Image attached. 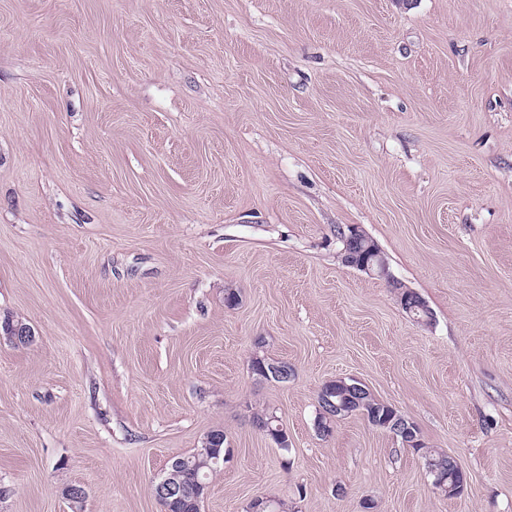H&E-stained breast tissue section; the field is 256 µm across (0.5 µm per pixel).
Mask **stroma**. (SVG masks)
<instances>
[{
	"instance_id": "35a3bbf8",
	"label": "stroma",
	"mask_w": 512,
	"mask_h": 512,
	"mask_svg": "<svg viewBox=\"0 0 512 512\" xmlns=\"http://www.w3.org/2000/svg\"><path fill=\"white\" fill-rule=\"evenodd\" d=\"M340 227L430 323L341 262ZM7 314L34 340L0 336V512H73L71 485L161 512L215 429L202 512H512V0H0ZM341 377L463 495L361 414L320 436ZM394 424V430L399 432L403 437L409 438L410 441H405V444L407 446H416V448H413L418 453H421V457L423 459V464L426 462H431L432 465H434L436 468L439 469V471L447 477L448 475V468L454 469V470H461V466L457 462L455 458L452 456H449L447 453L443 451H439L436 448H419L418 442L414 435H413V427L414 424L410 420L406 419H400ZM176 458H179L180 463L176 470H171V473L177 481H189L194 475H197L202 482L208 484L210 476L216 473L209 455L201 452L200 448L189 455ZM165 472L155 483L156 499L163 506V512H170V505L175 501L185 498L189 493V488L182 483L174 481Z\"/></svg>"
}]
</instances>
